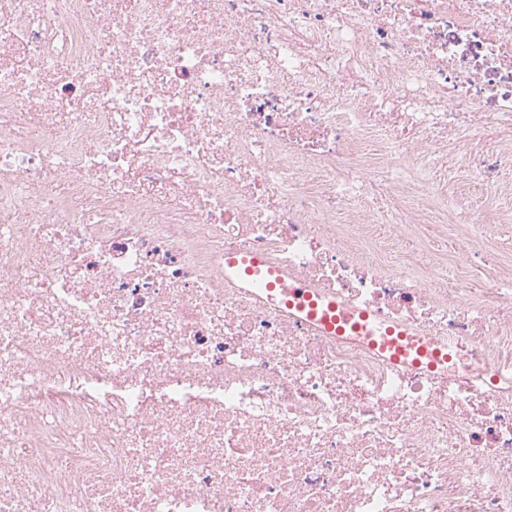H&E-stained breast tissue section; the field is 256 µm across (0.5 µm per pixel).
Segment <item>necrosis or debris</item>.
Instances as JSON below:
<instances>
[{
	"label": "necrosis or debris",
	"mask_w": 512,
	"mask_h": 512,
	"mask_svg": "<svg viewBox=\"0 0 512 512\" xmlns=\"http://www.w3.org/2000/svg\"><path fill=\"white\" fill-rule=\"evenodd\" d=\"M453 169L512 193V0H0V512H512V236ZM245 266L249 275L258 278H268L272 281L267 284V291L274 294H266L269 300L276 297L292 298L297 302L296 309L303 312L305 309L304 301L310 295L309 288L297 278L288 276V272L272 267L266 259L256 253L241 251L233 253L224 258V271L235 273L238 267ZM399 339L390 344V360L394 365H421L423 360H428V366L436 365L440 361V351L432 349L429 339L416 336L403 330L399 333Z\"/></svg>",
	"instance_id": "obj_1"
}]
</instances>
